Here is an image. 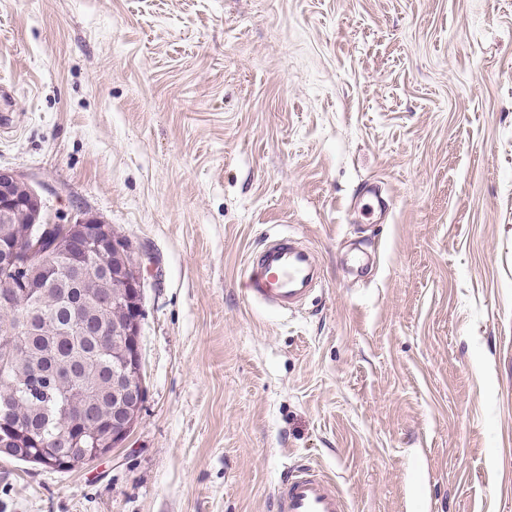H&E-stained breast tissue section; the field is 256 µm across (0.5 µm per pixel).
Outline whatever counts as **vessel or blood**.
Wrapping results in <instances>:
<instances>
[{
    "mask_svg": "<svg viewBox=\"0 0 512 512\" xmlns=\"http://www.w3.org/2000/svg\"><path fill=\"white\" fill-rule=\"evenodd\" d=\"M243 276L252 302L292 311L319 286L320 266L309 246L288 235L269 236L251 252ZM275 506L276 512H348L335 482L308 464L284 474Z\"/></svg>",
    "mask_w": 512,
    "mask_h": 512,
    "instance_id": "obj_1",
    "label": "vessel or blood"
}]
</instances>
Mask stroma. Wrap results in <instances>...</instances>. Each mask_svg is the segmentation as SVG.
<instances>
[{"label":"stroma","instance_id":"1","mask_svg":"<svg viewBox=\"0 0 512 512\" xmlns=\"http://www.w3.org/2000/svg\"><path fill=\"white\" fill-rule=\"evenodd\" d=\"M1 86L0 166L152 261L127 445L0 455V512H275L303 463L512 512V0H0ZM268 234L323 267L298 312L247 298Z\"/></svg>","mask_w":512,"mask_h":512}]
</instances>
